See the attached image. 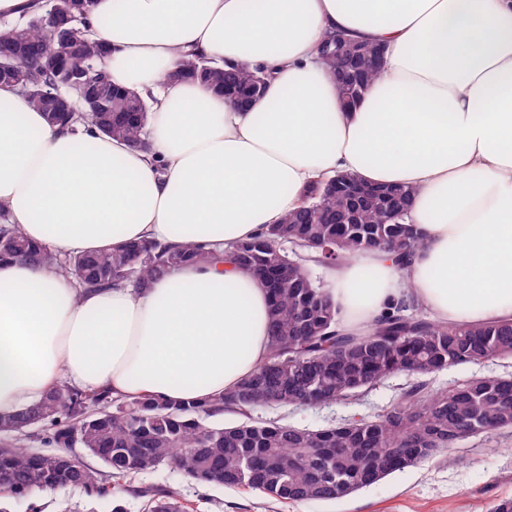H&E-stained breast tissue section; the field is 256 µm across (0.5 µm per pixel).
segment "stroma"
Returning a JSON list of instances; mask_svg holds the SVG:
<instances>
[{
  "instance_id": "stroma-1",
  "label": "stroma",
  "mask_w": 512,
  "mask_h": 512,
  "mask_svg": "<svg viewBox=\"0 0 512 512\" xmlns=\"http://www.w3.org/2000/svg\"><path fill=\"white\" fill-rule=\"evenodd\" d=\"M351 411L345 404L297 406L266 408L256 417L317 430ZM132 482L178 490L193 502L197 512H473L475 507L487 510L496 499L512 497V438L467 440L460 449L332 502L281 504L257 492L197 483L171 464L141 472ZM117 499L127 512H142L141 500L116 489L110 495L90 498L77 489L59 488L45 508L47 512H112Z\"/></svg>"
}]
</instances>
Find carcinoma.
I'll use <instances>...</instances> for the list:
<instances>
[{"label": "carcinoma", "instance_id": "obj_1", "mask_svg": "<svg viewBox=\"0 0 512 512\" xmlns=\"http://www.w3.org/2000/svg\"><path fill=\"white\" fill-rule=\"evenodd\" d=\"M76 19L61 29L49 20V6L33 0L16 20H0V44L18 50L0 60V71L21 76L17 83L28 105L48 113L43 91L56 84L72 103L77 125L90 118L104 135L148 151V101L137 91L107 83L97 101H86L67 86L62 70L42 57L51 47L94 70L106 55L85 26L94 0H72ZM193 77L222 94L261 84L259 70L223 69L189 59L169 76ZM384 195L356 199L326 182L312 186L298 209L260 236L234 247L235 262L262 274L271 302L269 351L261 368L234 390L204 401L171 404L155 397L114 398L103 391L85 395L67 386L51 390L25 412L0 418V497L27 498L38 489L75 487L103 496L108 486L128 488L144 470L184 464L200 484L259 492L282 504L331 502L375 485L387 476L451 451L477 435L512 432V378L471 377L446 387L432 376L453 366L512 358V318L484 323L432 319L417 303L401 299L371 328H340L329 291L317 286L309 266L341 264L376 247L404 268L420 244L414 225L393 218L397 203H409L411 187H382ZM292 245V251L283 245ZM15 259L48 267L85 288L133 283L147 288L170 269L206 262L212 255L195 245L172 247L133 243L121 250L81 252L65 257L26 240L0 216V263ZM406 374L412 378L378 413H355L325 428L310 430L277 420L256 421L253 413L303 405L361 403L377 385ZM235 424L211 427L205 419L221 414ZM39 428L54 453L25 448L20 436ZM78 446L96 457L94 470L69 453ZM144 512H194L176 490L137 486Z\"/></svg>", "mask_w": 512, "mask_h": 512}]
</instances>
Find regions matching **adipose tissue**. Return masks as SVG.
Listing matches in <instances>:
<instances>
[{
	"instance_id": "obj_1",
	"label": "adipose tissue",
	"mask_w": 512,
	"mask_h": 512,
	"mask_svg": "<svg viewBox=\"0 0 512 512\" xmlns=\"http://www.w3.org/2000/svg\"><path fill=\"white\" fill-rule=\"evenodd\" d=\"M89 25L113 85L148 97L153 151L49 124L0 84V213L29 240L228 253L346 172L413 187L421 244L402 271L378 249L335 270L345 330L406 293L441 321L512 316V0H95ZM339 32L384 50L349 112L320 56ZM187 55L264 70L263 97L241 108L198 80L163 84ZM269 331L265 287L228 257L144 289L78 288L17 260L0 266V417L63 378L172 403L219 394L259 370Z\"/></svg>"
}]
</instances>
